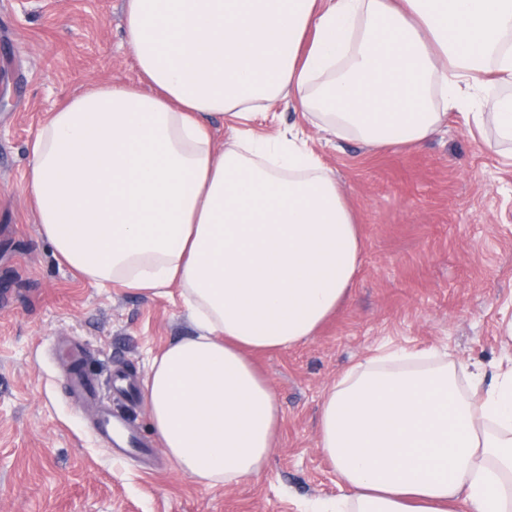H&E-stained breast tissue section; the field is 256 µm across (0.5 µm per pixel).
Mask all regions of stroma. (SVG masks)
Masks as SVG:
<instances>
[{
    "mask_svg": "<svg viewBox=\"0 0 512 512\" xmlns=\"http://www.w3.org/2000/svg\"><path fill=\"white\" fill-rule=\"evenodd\" d=\"M124 0L0 6V512H308L335 495L318 446L324 393L379 348L447 353L491 387L512 362V142L491 115L453 112L420 146L370 148L320 132L293 104L257 115L261 138L299 130L340 182L362 241L350 293L316 336L253 353L281 410L262 474L207 486L150 456L108 453L68 396L61 347L101 382L149 361L192 321L176 297L96 287L61 264L28 196L29 145L90 84H136Z\"/></svg>",
    "mask_w": 512,
    "mask_h": 512,
    "instance_id": "1",
    "label": "stroma"
}]
</instances>
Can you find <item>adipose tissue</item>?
I'll list each match as a JSON object with an SVG mask.
<instances>
[{"label":"adipose tissue","instance_id":"obj_1","mask_svg":"<svg viewBox=\"0 0 512 512\" xmlns=\"http://www.w3.org/2000/svg\"><path fill=\"white\" fill-rule=\"evenodd\" d=\"M147 89L99 85L40 126L27 185L85 280L178 294L196 335L151 362L144 402L168 458L206 485L259 475L281 412L250 352L306 342L346 300L359 226L295 135L209 124L295 103L328 135L417 146L470 91L512 83V0H125ZM330 512H512V367L480 402L454 364L386 353L326 392Z\"/></svg>","mask_w":512,"mask_h":512}]
</instances>
